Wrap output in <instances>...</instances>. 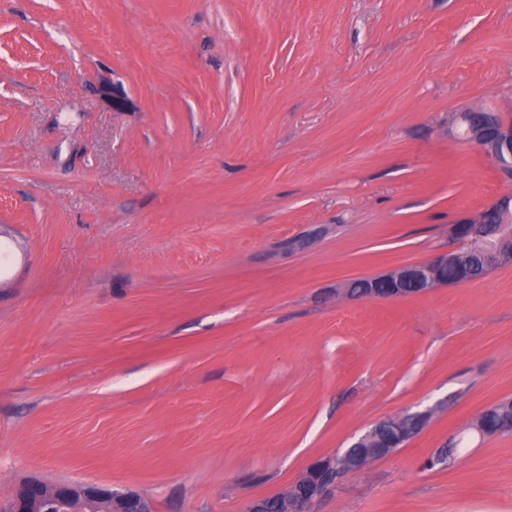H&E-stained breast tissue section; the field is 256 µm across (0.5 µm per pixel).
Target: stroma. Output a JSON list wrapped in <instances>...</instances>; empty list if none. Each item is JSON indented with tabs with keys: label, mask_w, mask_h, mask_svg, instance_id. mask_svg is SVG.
Wrapping results in <instances>:
<instances>
[{
	"label": "stroma",
	"mask_w": 512,
	"mask_h": 512,
	"mask_svg": "<svg viewBox=\"0 0 512 512\" xmlns=\"http://www.w3.org/2000/svg\"><path fill=\"white\" fill-rule=\"evenodd\" d=\"M471 107L512 115V0H0V502L246 512L430 408L309 512H512V432L467 430L512 399V266L333 293L512 195ZM43 487L48 489L56 512H95L104 501H110L113 506L116 502L125 506L124 509L113 507L110 512H153L151 502L130 489H112L79 482H48L41 479H31L20 485L10 501L0 503V511L38 512L43 499Z\"/></svg>",
	"instance_id": "35a3bbf8"
}]
</instances>
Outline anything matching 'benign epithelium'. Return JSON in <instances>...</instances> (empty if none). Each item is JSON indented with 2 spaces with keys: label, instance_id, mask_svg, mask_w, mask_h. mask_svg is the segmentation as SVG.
Masks as SVG:
<instances>
[{
  "label": "benign epithelium",
  "instance_id": "benign-epithelium-1",
  "mask_svg": "<svg viewBox=\"0 0 512 512\" xmlns=\"http://www.w3.org/2000/svg\"><path fill=\"white\" fill-rule=\"evenodd\" d=\"M112 109L122 112L129 109V100L117 84H112V91L107 93ZM448 136L468 142L479 148L498 169L501 177L512 182V124L501 120L500 113L492 108L465 110L458 113L448 125ZM480 217L477 214L463 215L453 221L452 236L465 246L483 249L496 265L512 263V251L505 247V242L496 243L479 234ZM452 252H444L432 259L417 264L395 268L383 275L388 288L380 297L395 299L411 294H422L448 285V279L442 272L448 268V259ZM411 417L414 428H406L400 439L385 447L375 443L374 437L382 424L399 426L406 417ZM431 418L430 412H414L409 415L392 417L377 423L354 442V446L364 445L367 453L361 457L344 451L333 458L319 460L317 464L326 467L339 477L354 470H361L373 460L388 455L404 447L407 436L413 429L425 428ZM310 472H305L296 482L282 491L286 512H306V506L320 496L316 490L307 488ZM48 489L50 501L55 512H96L98 505L104 501L120 502L123 507L113 512H153L150 501L130 489H112L79 482H48L31 479L20 486L15 496L6 503H0V512H39L42 503V490Z\"/></svg>",
  "mask_w": 512,
  "mask_h": 512
}]
</instances>
